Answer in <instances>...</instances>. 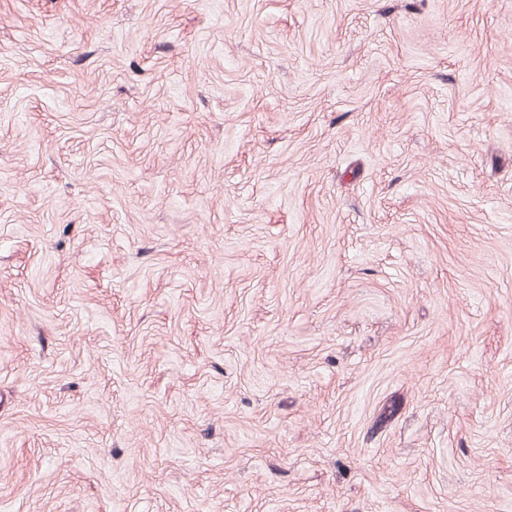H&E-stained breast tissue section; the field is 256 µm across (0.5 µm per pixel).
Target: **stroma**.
I'll use <instances>...</instances> for the list:
<instances>
[{
    "label": "stroma",
    "instance_id": "1",
    "mask_svg": "<svg viewBox=\"0 0 512 512\" xmlns=\"http://www.w3.org/2000/svg\"><path fill=\"white\" fill-rule=\"evenodd\" d=\"M0 512H512V0H0Z\"/></svg>",
    "mask_w": 512,
    "mask_h": 512
}]
</instances>
